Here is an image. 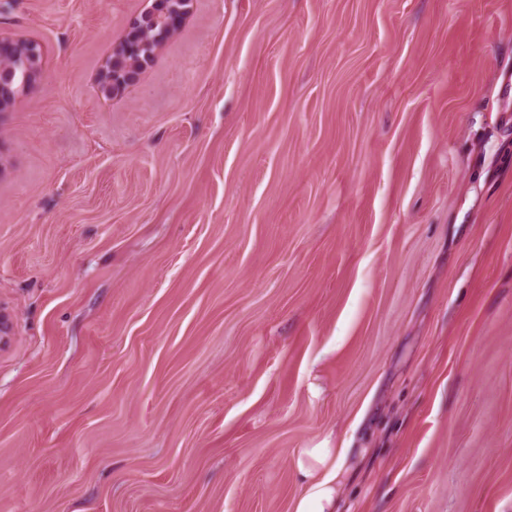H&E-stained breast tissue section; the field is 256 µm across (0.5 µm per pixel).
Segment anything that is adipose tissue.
Returning a JSON list of instances; mask_svg holds the SVG:
<instances>
[{
    "label": "adipose tissue",
    "instance_id": "adipose-tissue-1",
    "mask_svg": "<svg viewBox=\"0 0 512 512\" xmlns=\"http://www.w3.org/2000/svg\"><path fill=\"white\" fill-rule=\"evenodd\" d=\"M344 448H306L297 462L300 478L308 486L297 500L294 512H337L338 481L345 469Z\"/></svg>",
    "mask_w": 512,
    "mask_h": 512
}]
</instances>
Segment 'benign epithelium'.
<instances>
[{
    "mask_svg": "<svg viewBox=\"0 0 512 512\" xmlns=\"http://www.w3.org/2000/svg\"><path fill=\"white\" fill-rule=\"evenodd\" d=\"M190 0L184 7L171 5V0H155L152 9L134 23L127 40L113 49L100 74V91L107 96L121 91L152 60L153 49L172 37L180 20L188 13ZM42 50L34 40L0 35V110L12 104L20 91L30 88L40 75Z\"/></svg>",
    "mask_w": 512,
    "mask_h": 512,
    "instance_id": "obj_1",
    "label": "benign epithelium"
}]
</instances>
